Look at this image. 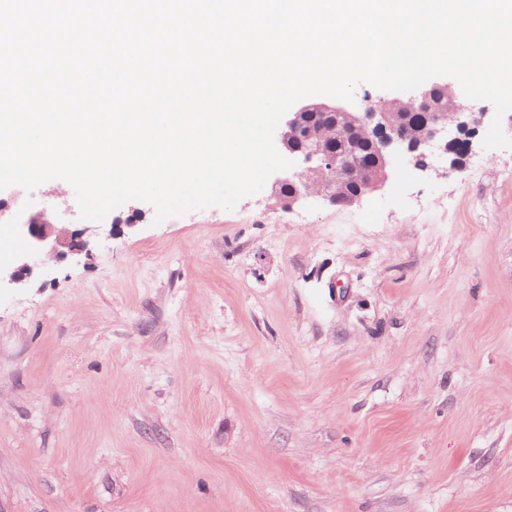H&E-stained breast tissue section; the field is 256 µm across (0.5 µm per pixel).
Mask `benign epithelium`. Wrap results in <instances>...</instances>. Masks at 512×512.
I'll list each match as a JSON object with an SVG mask.
<instances>
[{"instance_id":"obj_1","label":"benign epithelium","mask_w":512,"mask_h":512,"mask_svg":"<svg viewBox=\"0 0 512 512\" xmlns=\"http://www.w3.org/2000/svg\"><path fill=\"white\" fill-rule=\"evenodd\" d=\"M416 105L426 112V120L422 126L410 128L408 113ZM328 115L333 117L331 123L300 135L303 127ZM488 119L485 108L461 103L447 81L421 85L406 102L379 100L363 112H349L325 102L304 104L281 120L279 143L295 163L275 179L274 196L288 210L309 198L352 206L385 184L391 157L397 152L410 157L415 169L427 170L426 150L430 147L454 154L443 175L459 174L465 169L476 127ZM336 131L369 142L373 154L368 166L360 165V155L353 150L340 152L326 146L329 134ZM20 229L37 254L17 258L16 265L5 272L13 284H23L34 268L48 259L89 255L83 233L66 224L30 218L22 221Z\"/></svg>"}]
</instances>
